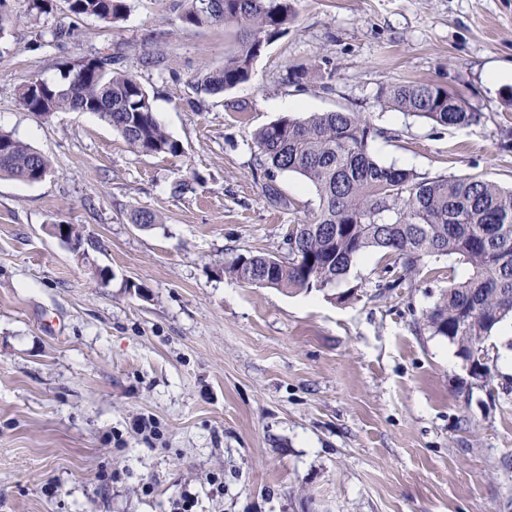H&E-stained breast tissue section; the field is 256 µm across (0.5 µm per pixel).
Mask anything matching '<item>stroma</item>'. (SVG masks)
I'll return each mask as SVG.
<instances>
[{"mask_svg": "<svg viewBox=\"0 0 512 512\" xmlns=\"http://www.w3.org/2000/svg\"><path fill=\"white\" fill-rule=\"evenodd\" d=\"M169 3L127 0L108 24L67 0L41 14L6 2L0 131L51 171L0 177V512H170L185 494L193 512H512V329L485 342L486 384L416 330L466 265L433 258L384 288L386 260L367 253L336 285L342 303L226 271L284 254L317 208L303 177L259 165L255 132L284 116L361 112L380 164L512 188V80L487 81L512 64V0H295L250 79L219 94L197 81L233 35L184 26ZM99 54L137 76L181 155L137 153L89 112L19 105L24 84ZM404 81L443 86L479 120L443 128L389 107L383 87ZM182 179L194 190L179 196ZM136 209L159 223L133 224Z\"/></svg>", "mask_w": 512, "mask_h": 512, "instance_id": "obj_1", "label": "stroma"}]
</instances>
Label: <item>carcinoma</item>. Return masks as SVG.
I'll use <instances>...</instances> for the list:
<instances>
[{
	"label": "carcinoma",
	"mask_w": 512,
	"mask_h": 512,
	"mask_svg": "<svg viewBox=\"0 0 512 512\" xmlns=\"http://www.w3.org/2000/svg\"><path fill=\"white\" fill-rule=\"evenodd\" d=\"M76 16L107 23L123 18L125 0H68ZM172 10L187 26L222 24L243 34L224 66L204 75V93L230 90L251 76L262 45L276 39L293 16L292 0H175ZM391 107L435 126L465 127L477 121L459 98L432 83H392L383 91ZM57 110L91 112L112 126L138 153L178 156L180 144L158 124L148 92L137 78L112 70L107 55L68 67L61 83L35 79L19 90V103L35 115ZM381 131L360 112H318L305 119L282 117L255 133L268 170L298 174L315 188L319 206L311 219L291 225L286 255H239L225 267L251 285L288 292L325 291L344 280L368 251L392 260L402 275L385 283L402 287L404 276L431 258L468 266L423 318L419 329L448 339L458 356L474 351L504 321L512 320V189L474 177H421L384 166L368 142ZM44 155L0 132V176L38 183L50 172Z\"/></svg>",
	"instance_id": "carcinoma-1"
}]
</instances>
